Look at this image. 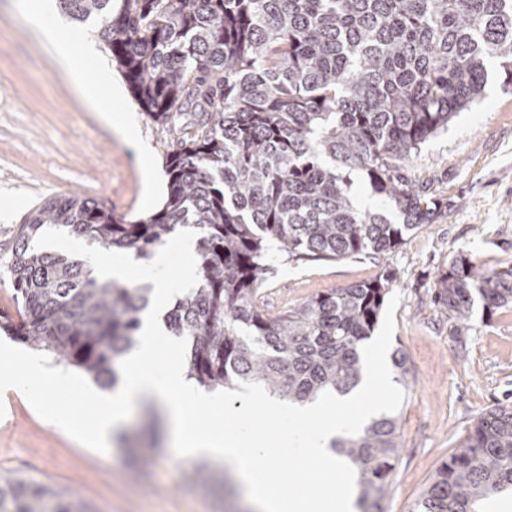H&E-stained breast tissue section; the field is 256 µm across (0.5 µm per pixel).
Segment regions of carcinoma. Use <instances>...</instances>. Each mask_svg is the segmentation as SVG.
I'll return each instance as SVG.
<instances>
[{
    "label": "carcinoma",
    "mask_w": 512,
    "mask_h": 512,
    "mask_svg": "<svg viewBox=\"0 0 512 512\" xmlns=\"http://www.w3.org/2000/svg\"><path fill=\"white\" fill-rule=\"evenodd\" d=\"M98 36L145 115L168 132L167 196L129 220L98 202L57 197L20 226L10 281L17 316L0 330L59 364L118 384L140 343L152 288L102 281L83 261L33 245L57 226L101 253L148 258L180 228L198 235L197 285L165 325L187 346L189 377L214 389L253 384L292 404L347 394L397 272L319 293L279 315L257 303L268 244L333 261L387 254L432 223L441 202L401 174L430 137L472 104L494 59L512 85V0H56ZM360 170L378 203L356 205ZM512 306V266L480 271L463 254L437 280L435 303L466 327ZM359 475L363 512H382L398 448L382 416L340 440ZM512 490V407L480 415L436 471L417 512H477ZM0 512H93L80 497L0 476Z\"/></svg>",
    "instance_id": "cac0c4a2"
}]
</instances>
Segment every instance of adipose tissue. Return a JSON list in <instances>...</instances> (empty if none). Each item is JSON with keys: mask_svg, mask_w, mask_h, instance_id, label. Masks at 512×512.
<instances>
[{"mask_svg": "<svg viewBox=\"0 0 512 512\" xmlns=\"http://www.w3.org/2000/svg\"><path fill=\"white\" fill-rule=\"evenodd\" d=\"M63 65L82 85L87 102L106 113L126 139H133L131 117L112 109L121 101L122 89L111 71L98 68L88 86L74 60L64 59ZM166 261L162 251L136 269L139 278L153 286L151 312L143 322L140 345L122 363L120 385L107 394L82 390L84 401L93 408L87 433L96 444H110L127 425L129 410L149 403L165 416L181 453L227 468L255 512H359L356 478L332 443L360 429L376 412L375 393L386 386V377L367 373L355 391L329 394L305 406L287 404L259 390L233 400L205 392L189 380L179 346L157 342L168 293ZM163 357L168 363L160 372L156 364ZM67 380L61 371L28 357L9 352L0 356L1 394L21 390L47 398L53 387ZM265 421L277 423L275 433H264ZM284 458L296 463L295 492L286 501L274 493Z\"/></svg>", "mask_w": 512, "mask_h": 512, "instance_id": "ef3b65f1", "label": "adipose tissue"}]
</instances>
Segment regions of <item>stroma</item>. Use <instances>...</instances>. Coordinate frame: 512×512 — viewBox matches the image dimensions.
<instances>
[{"label": "stroma", "instance_id": "obj_1", "mask_svg": "<svg viewBox=\"0 0 512 512\" xmlns=\"http://www.w3.org/2000/svg\"><path fill=\"white\" fill-rule=\"evenodd\" d=\"M31 0H0V265L8 263L21 224L45 200L91 198L134 220L160 204L144 194L138 155L83 100L60 63L59 49L85 65L111 64L99 23L61 18L57 35L29 20ZM94 43L96 59L84 55ZM124 108L147 145L159 184L172 134L153 124L132 94ZM405 176L442 200L437 218L385 255L336 261H292L271 250L260 304L278 313L333 288L375 278L384 268L398 280L387 295L364 357L382 352L388 388L383 414L394 416L400 448L383 512H413L441 463L461 448L474 422L492 407L512 405V307L475 309L466 335L434 304L436 282L453 257L481 270L512 263V87L488 66L481 96L404 163ZM406 358L396 368L395 354ZM76 387L40 406L24 394L0 406V473L21 474L81 497L96 512H245L232 494L209 482H187L198 466L176 448L161 413L135 408L131 444L101 448L79 427L91 415Z\"/></svg>", "mask_w": 512, "mask_h": 512}]
</instances>
